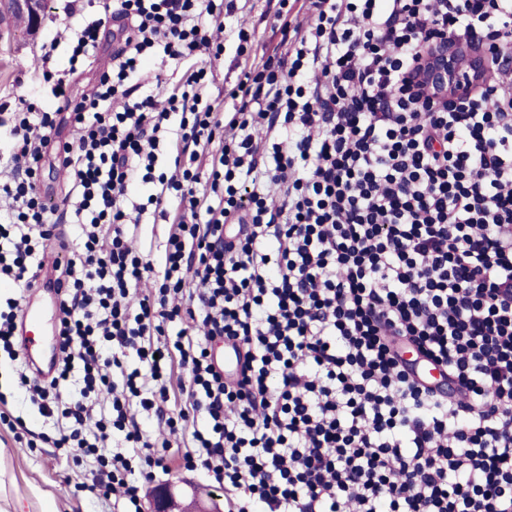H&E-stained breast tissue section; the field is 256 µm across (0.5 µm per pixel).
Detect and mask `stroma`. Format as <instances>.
Wrapping results in <instances>:
<instances>
[{
	"instance_id": "35a3bbf8",
	"label": "stroma",
	"mask_w": 512,
	"mask_h": 512,
	"mask_svg": "<svg viewBox=\"0 0 512 512\" xmlns=\"http://www.w3.org/2000/svg\"><path fill=\"white\" fill-rule=\"evenodd\" d=\"M98 16L95 0H47L42 25L35 35L16 43L0 42V105L14 106L16 98L24 95L37 107L53 109L49 92H31V77L41 67L55 74L66 70L76 32ZM233 19L245 21L255 45L274 41L269 0H236ZM100 36L96 67L69 78L72 96L88 90L99 69L107 66L112 47L120 38L118 25L107 22ZM49 43L56 49L47 59L43 47ZM0 392L7 396V411L22 420L15 430L0 423V512H103L97 498L73 488L74 483L92 481V464L76 463L55 448L57 424L41 416L28 401L13 362L0 363ZM168 465L167 473L156 475V482L175 483L185 494L197 490L223 498V491L213 488L206 473L187 470L181 455L170 456Z\"/></svg>"
}]
</instances>
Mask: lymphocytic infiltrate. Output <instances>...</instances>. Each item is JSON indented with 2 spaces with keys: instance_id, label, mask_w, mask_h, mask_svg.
I'll return each mask as SVG.
<instances>
[{
  "instance_id": "lymphocytic-infiltrate-1",
  "label": "lymphocytic infiltrate",
  "mask_w": 512,
  "mask_h": 512,
  "mask_svg": "<svg viewBox=\"0 0 512 512\" xmlns=\"http://www.w3.org/2000/svg\"><path fill=\"white\" fill-rule=\"evenodd\" d=\"M304 5L301 31L277 0L280 39L243 67L228 110L210 92L224 0H100L69 74L91 64L102 21L125 35L93 90L74 98L38 73L56 109L22 98L0 118V279L23 293L40 251L67 253L61 355L20 385L63 418L55 446L94 460L91 491L120 488L134 508L167 467L143 410L186 434V464L225 512H512V95L498 91L512 0ZM437 38L492 54L462 104L413 82ZM157 47L185 64L179 85L141 71ZM63 112L78 130L64 143ZM50 152L72 173L58 207L37 183ZM149 209L170 225L157 263L133 246ZM22 293L0 304V356L16 355ZM217 340L242 348L237 380L214 367ZM404 346L456 397L414 377ZM77 364L80 395L64 396Z\"/></svg>"
}]
</instances>
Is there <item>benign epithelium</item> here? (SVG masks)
I'll return each instance as SVG.
<instances>
[{
  "label": "benign epithelium",
  "mask_w": 512,
  "mask_h": 512,
  "mask_svg": "<svg viewBox=\"0 0 512 512\" xmlns=\"http://www.w3.org/2000/svg\"><path fill=\"white\" fill-rule=\"evenodd\" d=\"M43 13L44 0H0V16L17 15L28 19L32 33L36 31ZM484 70V52L439 42L427 48L417 82L432 100L441 103L457 100L469 88L481 83ZM148 503V512H218L214 505L205 507L198 495L187 504L177 502L171 483L151 490Z\"/></svg>",
  "instance_id": "1"
}]
</instances>
